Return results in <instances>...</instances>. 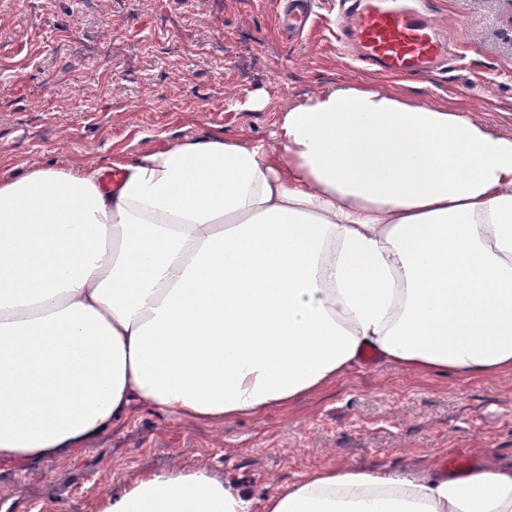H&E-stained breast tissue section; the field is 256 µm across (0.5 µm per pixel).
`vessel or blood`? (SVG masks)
I'll return each mask as SVG.
<instances>
[{
  "label": "vessel or blood",
  "mask_w": 512,
  "mask_h": 512,
  "mask_svg": "<svg viewBox=\"0 0 512 512\" xmlns=\"http://www.w3.org/2000/svg\"><path fill=\"white\" fill-rule=\"evenodd\" d=\"M352 33L337 31L338 45L353 42L355 66L387 76L403 77L446 64L448 44L415 9L389 7L382 0H352Z\"/></svg>",
  "instance_id": "b4317fda"
}]
</instances>
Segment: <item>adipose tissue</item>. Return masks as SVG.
<instances>
[{
  "mask_svg": "<svg viewBox=\"0 0 512 512\" xmlns=\"http://www.w3.org/2000/svg\"><path fill=\"white\" fill-rule=\"evenodd\" d=\"M0 181V459L78 450L134 406L221 423L364 350L512 370V136L372 85L307 97L274 145L190 140ZM99 512H512V467L322 468L263 499L148 471Z\"/></svg>",
  "mask_w": 512,
  "mask_h": 512,
  "instance_id": "ef3b65f1",
  "label": "adipose tissue"
}]
</instances>
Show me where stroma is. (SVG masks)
<instances>
[{
	"mask_svg": "<svg viewBox=\"0 0 512 512\" xmlns=\"http://www.w3.org/2000/svg\"><path fill=\"white\" fill-rule=\"evenodd\" d=\"M282 39L276 0H0V173L113 162L191 139L273 143L286 109L376 84L512 134V0H423L462 59L423 75L356 71L324 25ZM262 96L264 106L249 103ZM465 448L512 462V372L467 381L375 361L313 395L221 424L145 408L84 444L18 469L0 459V512H98L147 470L207 468L258 498L320 468L401 472Z\"/></svg>",
	"mask_w": 512,
	"mask_h": 512,
	"instance_id": "obj_1",
	"label": "stroma"
}]
</instances>
